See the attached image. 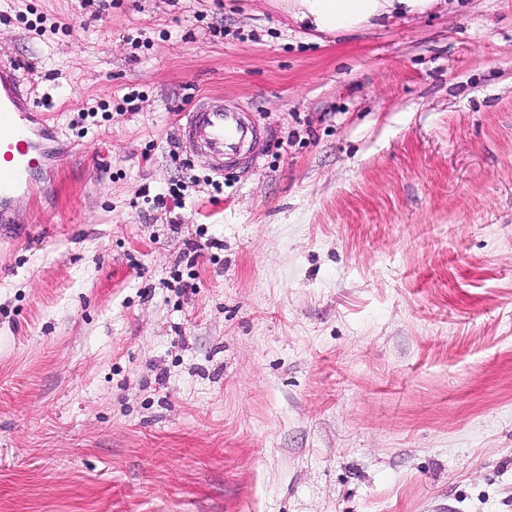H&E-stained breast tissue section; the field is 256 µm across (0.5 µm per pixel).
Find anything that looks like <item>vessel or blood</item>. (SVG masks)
<instances>
[{
  "mask_svg": "<svg viewBox=\"0 0 512 512\" xmlns=\"http://www.w3.org/2000/svg\"><path fill=\"white\" fill-rule=\"evenodd\" d=\"M30 94L14 66L0 60V224L7 226L13 223L16 200L31 194L53 154L51 117L31 104ZM178 135L195 142L216 171L223 170L225 160L249 141L261 138L259 130L243 123L240 112L225 109L213 97L187 112Z\"/></svg>",
  "mask_w": 512,
  "mask_h": 512,
  "instance_id": "1",
  "label": "vessel or blood"
}]
</instances>
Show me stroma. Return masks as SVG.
Here are the masks:
<instances>
[{
    "label": "stroma",
    "instance_id": "stroma-1",
    "mask_svg": "<svg viewBox=\"0 0 512 512\" xmlns=\"http://www.w3.org/2000/svg\"><path fill=\"white\" fill-rule=\"evenodd\" d=\"M91 13L0 0L69 148L0 239V512H512V0ZM440 0H273L295 23L315 32L344 36L394 17L424 14ZM178 137L195 142L204 161L220 172L224 168V159L237 155L252 139L253 154L260 144L261 132L246 126L241 112L225 109L223 103L209 97L186 113Z\"/></svg>",
    "mask_w": 512,
    "mask_h": 512
}]
</instances>
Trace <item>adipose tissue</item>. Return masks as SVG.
<instances>
[{
    "instance_id": "obj_1",
    "label": "adipose tissue",
    "mask_w": 512,
    "mask_h": 512,
    "mask_svg": "<svg viewBox=\"0 0 512 512\" xmlns=\"http://www.w3.org/2000/svg\"><path fill=\"white\" fill-rule=\"evenodd\" d=\"M437 0H273L295 23L315 32L343 36L404 15L422 14Z\"/></svg>"
}]
</instances>
